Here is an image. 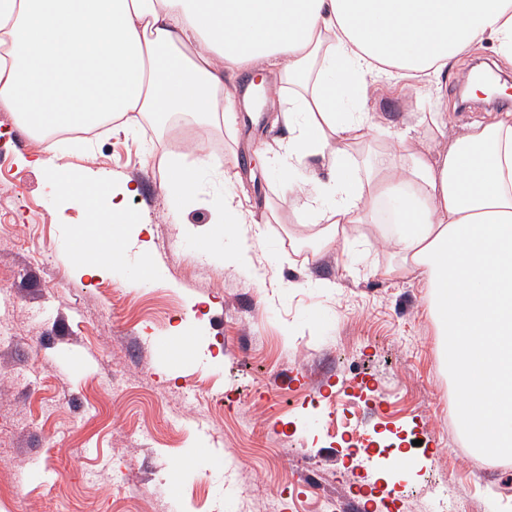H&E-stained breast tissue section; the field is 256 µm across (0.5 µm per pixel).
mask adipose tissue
<instances>
[{
    "label": "adipose tissue",
    "mask_w": 512,
    "mask_h": 512,
    "mask_svg": "<svg viewBox=\"0 0 512 512\" xmlns=\"http://www.w3.org/2000/svg\"><path fill=\"white\" fill-rule=\"evenodd\" d=\"M488 39L512 62V0H0V108L38 138L27 164L59 196L81 209L109 201L111 222L129 232L140 225L125 207L136 187L72 164L57 133L131 114L232 122L240 102L228 74L275 71L302 85L272 89L286 132L274 158L285 170L317 161L326 174L289 208L329 248L389 207L393 248L436 295L461 425L493 458L512 452V113L464 125L440 147L405 132L365 165L351 154L378 129L372 78L441 77ZM191 151L193 165L165 163L167 192L186 202L223 168L203 141Z\"/></svg>",
    "instance_id": "obj_1"
}]
</instances>
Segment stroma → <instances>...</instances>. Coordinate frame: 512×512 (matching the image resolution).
<instances>
[{"label":"stroma","mask_w":512,"mask_h":512,"mask_svg":"<svg viewBox=\"0 0 512 512\" xmlns=\"http://www.w3.org/2000/svg\"><path fill=\"white\" fill-rule=\"evenodd\" d=\"M489 65L512 85L491 47L462 58L439 89L417 96L383 78L368 107L390 142L418 112L448 100L452 128L493 120L481 99L461 104L469 70ZM268 114L238 113L208 149L232 174L205 178L182 204L165 188L161 157L182 152L179 131L108 129L61 150L112 180L138 185L127 208L145 229L123 264L87 275L76 230L89 213L61 201L46 172L20 157L39 142L0 109V512H322L321 496L361 484L352 512H512V455L473 465L457 421L443 338L416 272L392 273L388 241L353 224L337 249L296 240L284 203L305 180L281 173L267 145L282 138ZM231 191L267 222L212 223ZM253 244L257 271L233 255ZM194 340L196 364L163 365L161 339ZM382 412L366 408L369 395ZM222 466H199L207 436ZM416 460L396 479L394 449Z\"/></svg>","instance_id":"1"}]
</instances>
